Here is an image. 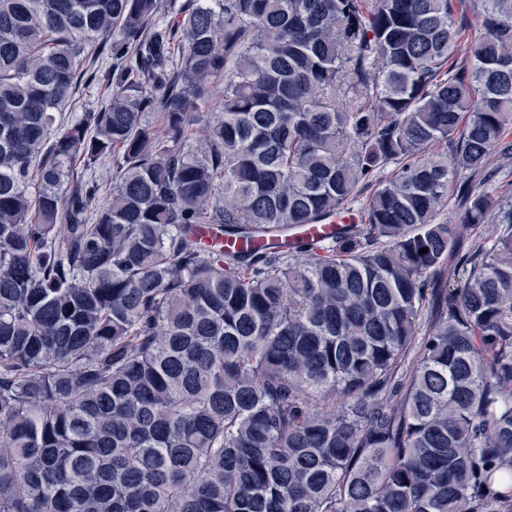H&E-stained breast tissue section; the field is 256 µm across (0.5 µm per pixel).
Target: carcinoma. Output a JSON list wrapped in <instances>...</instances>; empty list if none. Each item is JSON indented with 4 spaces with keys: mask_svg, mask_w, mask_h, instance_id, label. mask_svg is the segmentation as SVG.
Instances as JSON below:
<instances>
[{
    "mask_svg": "<svg viewBox=\"0 0 512 512\" xmlns=\"http://www.w3.org/2000/svg\"><path fill=\"white\" fill-rule=\"evenodd\" d=\"M161 7L0 0V512H512V0ZM99 65L101 66L100 80L80 89L76 103L63 111L66 120L75 117L78 112L100 107L108 98L112 88L115 87L118 73L114 74V70L112 73L111 62L104 60ZM490 168L496 169L494 176L485 183V187L493 189L497 194L505 191L512 193V163L503 164L498 160L497 154L492 153L490 157Z\"/></svg>",
    "mask_w": 512,
    "mask_h": 512,
    "instance_id": "cac0c4a2",
    "label": "carcinoma"
}]
</instances>
